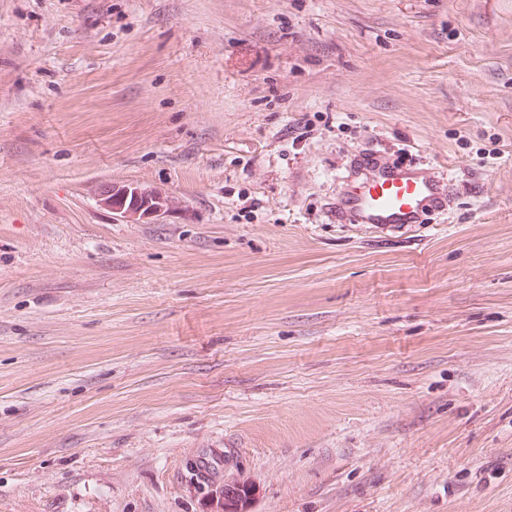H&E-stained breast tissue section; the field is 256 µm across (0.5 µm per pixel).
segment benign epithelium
Here are the masks:
<instances>
[{"instance_id": "benign-epithelium-1", "label": "benign epithelium", "mask_w": 512, "mask_h": 512, "mask_svg": "<svg viewBox=\"0 0 512 512\" xmlns=\"http://www.w3.org/2000/svg\"><path fill=\"white\" fill-rule=\"evenodd\" d=\"M96 202L122 219L144 224H155L168 212L161 194L132 185L105 183L97 191Z\"/></svg>"}]
</instances>
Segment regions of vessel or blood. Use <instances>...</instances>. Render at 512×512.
I'll return each mask as SVG.
<instances>
[{"label": "vessel or blood", "instance_id": "b4317fda", "mask_svg": "<svg viewBox=\"0 0 512 512\" xmlns=\"http://www.w3.org/2000/svg\"><path fill=\"white\" fill-rule=\"evenodd\" d=\"M448 205V185L412 167H372L339 193L337 219L349 224L420 223Z\"/></svg>", "mask_w": 512, "mask_h": 512}]
</instances>
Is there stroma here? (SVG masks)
I'll return each instance as SVG.
<instances>
[{
  "label": "stroma",
  "instance_id": "35a3bbf8",
  "mask_svg": "<svg viewBox=\"0 0 512 512\" xmlns=\"http://www.w3.org/2000/svg\"><path fill=\"white\" fill-rule=\"evenodd\" d=\"M359 154L447 210L336 223ZM233 480L512 512V0H0V512ZM132 197L133 202L126 207L127 200ZM167 206L163 196L158 192L141 188L139 186L105 183L101 185L96 194L97 204L127 221H136L144 224H155L169 211L171 204L165 195Z\"/></svg>",
  "mask_w": 512,
  "mask_h": 512
}]
</instances>
